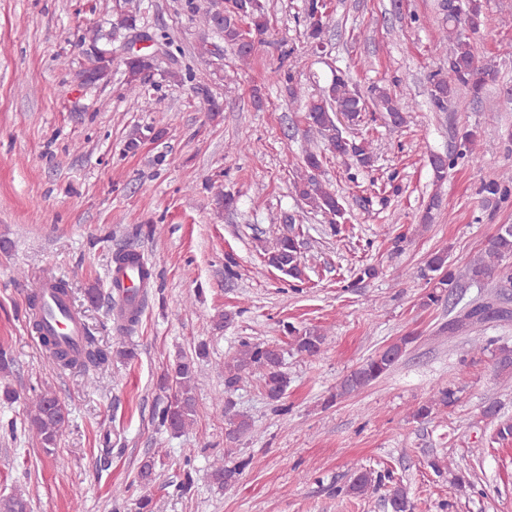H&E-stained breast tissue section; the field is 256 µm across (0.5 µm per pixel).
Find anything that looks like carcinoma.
Here are the masks:
<instances>
[{"label":"carcinoma","instance_id":"carcinoma-1","mask_svg":"<svg viewBox=\"0 0 512 512\" xmlns=\"http://www.w3.org/2000/svg\"><path fill=\"white\" fill-rule=\"evenodd\" d=\"M185 7L191 20L197 24L217 31L224 43L231 46L237 56L246 60L258 50L269 32V17L263 0H225L224 8L218 11L212 7L202 11L194 0H186ZM439 8L443 14L442 31L439 39L448 66L441 67L430 75V99L433 105L442 110L448 98L458 90L467 89L473 98H479L483 87L492 79L495 70L481 63L470 34L477 33L484 25L485 14L482 0H440ZM141 0H122L112 10V20L107 32L100 29L89 30V38L102 48L112 47V38L121 31L136 28L141 15ZM301 19L303 38L307 46L317 51L323 41V35L329 23L326 0H302ZM153 66V56L141 54L129 64L130 74L126 79L129 94L140 99L147 96L144 74ZM108 66L97 57H89L80 64L77 77L83 84H96L108 78ZM272 78L282 84L292 100L302 98L301 87L293 72L284 64L272 71ZM370 95L377 109L383 112L386 120L397 127L405 123L403 108L395 93L380 86L370 88ZM305 119L315 127L324 140L326 150L334 157L350 160L357 169L367 170L372 166L371 142L366 138H352L345 127L355 126L362 121L366 111L364 95L357 83L346 73L337 71L331 81L317 95H311L304 102ZM478 139L473 131L465 132L453 149L446 154H432L429 167L433 183L440 185L448 178V170L456 167L459 161L474 159L477 155ZM324 156L315 151H307L301 170L292 182L295 195L312 211L322 213L328 220L332 233L338 232V224L345 219L346 208L343 199L334 191L326 188L319 179ZM482 192L485 200L506 202L512 197V174L504 171L497 179L485 183ZM263 252L268 266L303 282L305 262L300 245L294 236H281L269 241L255 237ZM512 257V224H503L490 237L484 253L477 261L467 267V279L482 281L495 279L499 287L512 284V265L506 259ZM426 284L430 288L422 298V306L430 307L439 302L442 293L453 294L461 287L459 277L448 265V252L445 250L433 254L427 261ZM498 313L490 301L469 310L462 309L448 322V334L474 327ZM288 337L292 348L306 357H317L324 351L327 336L317 327L297 328L287 325ZM415 341L411 335L395 339L386 351H378L364 363L346 374L336 386L328 403L351 396L369 387L385 375L402 358L409 344ZM489 351L495 360L499 375L512 378V348L506 345L495 347L490 341L475 340L470 344V352ZM209 355L208 344L200 341L194 348V354L180 355L170 364L160 379V388L173 389V396L157 416L159 426L173 435L184 434L195 422L197 406L194 396L195 382L199 362ZM284 350L273 342H253L243 339L238 347L224 357V440L226 455L234 454L233 445L252 430L250 419L235 410L231 393L241 384L256 377L262 382L266 398L275 412L288 413L285 402L289 380L283 370ZM455 402V393L451 389H440L435 395L412 410L416 420H426L436 414L439 406H449ZM28 428L39 437L43 451L52 454L55 445L62 436L69 419L67 407L49 390L35 394L28 404ZM157 461L150 456L144 459L138 470L139 480L148 485L155 480ZM244 463L227 465L220 462L213 466L210 479L221 488L234 486L242 474ZM353 477L346 487L352 495H363L374 483L382 481V475L352 466ZM388 505L391 512H411L412 503L407 489L396 484L389 493ZM0 512H30L27 495L16 490L8 495H0Z\"/></svg>","mask_w":512,"mask_h":512}]
</instances>
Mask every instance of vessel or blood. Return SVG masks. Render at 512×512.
Instances as JSON below:
<instances>
[{"label": "vessel or blood", "mask_w": 512, "mask_h": 512, "mask_svg": "<svg viewBox=\"0 0 512 512\" xmlns=\"http://www.w3.org/2000/svg\"><path fill=\"white\" fill-rule=\"evenodd\" d=\"M148 266L142 255L130 261L114 265L109 283L122 308L141 312L144 303L143 288L148 284L144 273ZM57 276H46L41 280L37 305L40 322L38 336L50 337L57 346L66 350L71 358H80L87 342V332L81 315L73 308L70 297Z\"/></svg>", "instance_id": "obj_1"}]
</instances>
